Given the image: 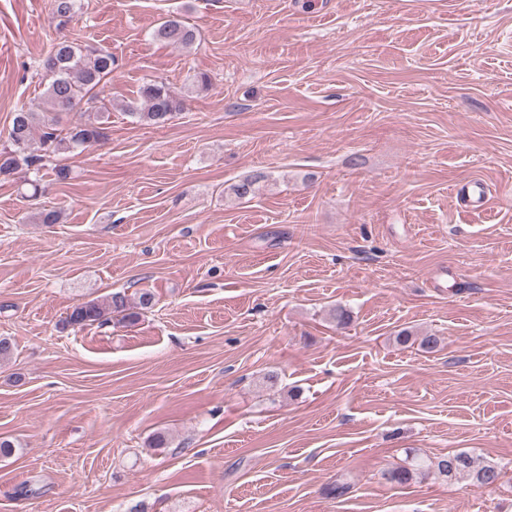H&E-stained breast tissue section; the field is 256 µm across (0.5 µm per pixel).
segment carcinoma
I'll list each match as a JSON object with an SVG mask.
<instances>
[{
    "mask_svg": "<svg viewBox=\"0 0 512 512\" xmlns=\"http://www.w3.org/2000/svg\"><path fill=\"white\" fill-rule=\"evenodd\" d=\"M80 0H53L52 15L57 26L66 27L75 17ZM152 38L170 46L188 49L196 41V32L178 16L170 15L153 30ZM115 58L104 48H88L76 39L65 36L54 44L46 59V69L52 73V80L44 92L46 108L42 112L33 109H19L14 112L9 131L11 147L0 149V178H10L22 167L36 166L43 160L78 149L92 147L106 138L101 118L110 111L112 100L106 99L104 89L112 77ZM185 99L173 94L162 82L145 83L137 96L125 106V111L142 122L152 125L166 124L175 113L184 110ZM86 104V111L95 113L94 120L77 124L63 133L56 128L51 112H69L80 104ZM38 141L43 154H33L30 146ZM264 179L259 174L245 178L231 186L238 199L255 194L256 184ZM122 315L133 320L137 313L131 311L126 294L116 292L105 302L88 301L72 309L65 319L71 326L103 325L109 315ZM435 470L439 475L456 481L469 479L479 488L495 485L500 472L493 464H479L465 452L440 457L417 468L399 466L387 473V479L397 484L411 481L416 470Z\"/></svg>",
    "mask_w": 512,
    "mask_h": 512,
    "instance_id": "obj_1",
    "label": "carcinoma"
}]
</instances>
